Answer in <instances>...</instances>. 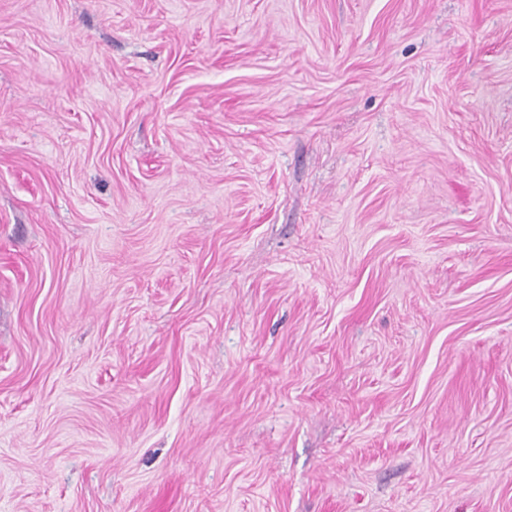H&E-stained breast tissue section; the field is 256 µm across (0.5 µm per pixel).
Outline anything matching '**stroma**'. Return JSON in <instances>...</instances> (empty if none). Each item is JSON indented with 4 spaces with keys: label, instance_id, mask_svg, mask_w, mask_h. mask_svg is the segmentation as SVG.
<instances>
[{
    "label": "stroma",
    "instance_id": "stroma-1",
    "mask_svg": "<svg viewBox=\"0 0 512 512\" xmlns=\"http://www.w3.org/2000/svg\"><path fill=\"white\" fill-rule=\"evenodd\" d=\"M0 512H512V0H0Z\"/></svg>",
    "mask_w": 512,
    "mask_h": 512
}]
</instances>
